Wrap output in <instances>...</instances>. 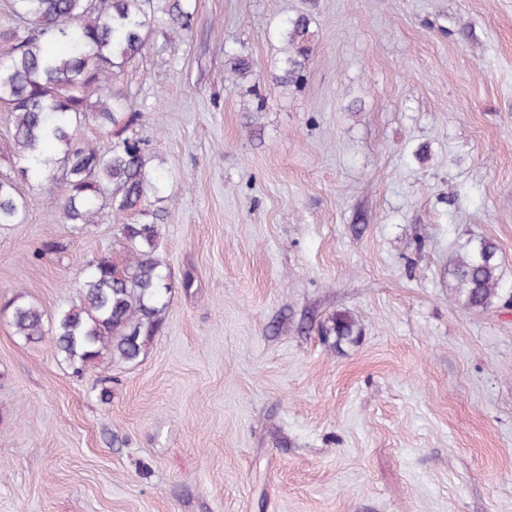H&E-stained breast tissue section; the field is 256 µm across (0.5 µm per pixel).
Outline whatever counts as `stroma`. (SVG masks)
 Segmentation results:
<instances>
[{"instance_id": "35a3bbf8", "label": "stroma", "mask_w": 512, "mask_h": 512, "mask_svg": "<svg viewBox=\"0 0 512 512\" xmlns=\"http://www.w3.org/2000/svg\"><path fill=\"white\" fill-rule=\"evenodd\" d=\"M301 12L288 86L270 33ZM124 84L169 175L166 326L104 402L0 318V512H512V0H196ZM19 187L0 302L51 314L122 241L108 214L72 237L62 180ZM478 238L480 312L451 274ZM334 313L356 341L320 336ZM280 44V57L276 64L280 75L275 77L281 84H291L300 77L312 53L315 31L312 18L307 13L288 17L280 22L271 34ZM498 246L487 238L471 242L454 262L457 294L470 310L487 309L498 294Z\"/></svg>"}]
</instances>
